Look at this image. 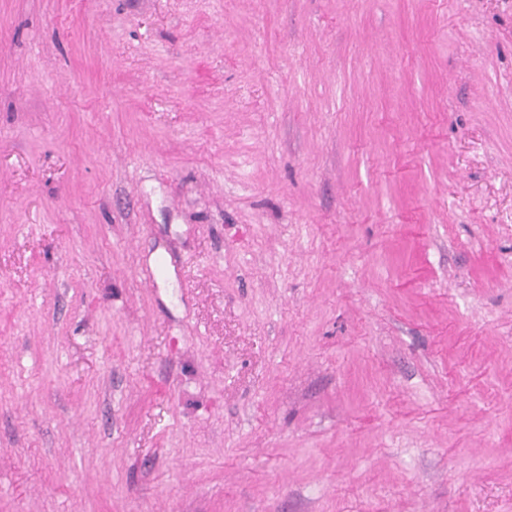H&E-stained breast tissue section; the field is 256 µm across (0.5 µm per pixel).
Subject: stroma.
<instances>
[{"label":"stroma","instance_id":"35a3bbf8","mask_svg":"<svg viewBox=\"0 0 512 512\" xmlns=\"http://www.w3.org/2000/svg\"><path fill=\"white\" fill-rule=\"evenodd\" d=\"M0 512H512V0H0Z\"/></svg>","mask_w":512,"mask_h":512}]
</instances>
